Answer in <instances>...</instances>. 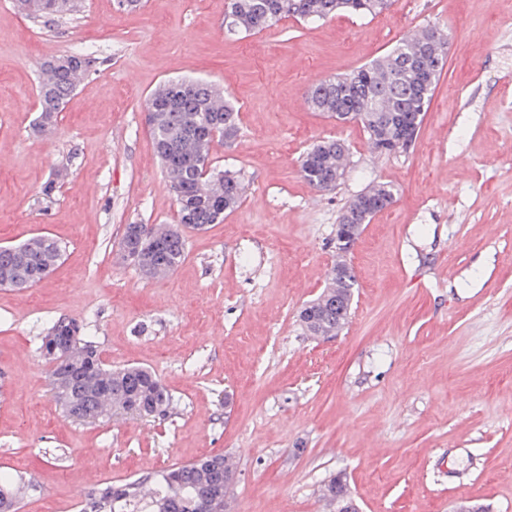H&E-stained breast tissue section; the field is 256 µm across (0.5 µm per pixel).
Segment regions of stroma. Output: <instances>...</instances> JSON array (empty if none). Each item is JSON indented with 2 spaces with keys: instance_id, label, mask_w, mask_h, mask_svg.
Wrapping results in <instances>:
<instances>
[{
  "instance_id": "1",
  "label": "stroma",
  "mask_w": 512,
  "mask_h": 512,
  "mask_svg": "<svg viewBox=\"0 0 512 512\" xmlns=\"http://www.w3.org/2000/svg\"><path fill=\"white\" fill-rule=\"evenodd\" d=\"M224 8L86 0L37 21L0 0V246L48 234L64 248L33 287H0V473L33 483L19 512H79V491L220 453L237 462L226 512H323L319 489L337 472L360 512L460 500L512 512V0H393L373 18H288L238 36ZM427 24L449 32V53L408 152L376 155L359 126L309 109L308 86ZM78 52L94 69L38 135L40 65ZM182 77L240 104L239 137L210 156L248 188L223 223L185 229L173 273L147 279L119 242L125 225L176 221L145 108ZM328 138L349 163L319 192L299 160ZM376 182L398 195L349 256V323L306 335L299 312L336 260L339 211ZM61 318L106 364L154 370L169 416L67 418L39 350Z\"/></svg>"
}]
</instances>
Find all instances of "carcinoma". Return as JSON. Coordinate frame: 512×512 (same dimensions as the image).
Masks as SVG:
<instances>
[{
    "instance_id": "obj_1",
    "label": "carcinoma",
    "mask_w": 512,
    "mask_h": 512,
    "mask_svg": "<svg viewBox=\"0 0 512 512\" xmlns=\"http://www.w3.org/2000/svg\"><path fill=\"white\" fill-rule=\"evenodd\" d=\"M390 0H227L224 31L271 28L283 19L323 20L339 12L376 16ZM18 11L36 17H64L82 7V0H15ZM448 43L435 27L401 37L385 55L306 90L309 107L356 123L367 134L370 149L391 155L409 148L428 110L447 61ZM80 54L53 57L41 65L40 113L35 127L54 128L59 112L88 69ZM146 122L177 203V223L128 224L120 255L139 252L134 266L151 279L172 273L185 259L183 229H203L224 221L246 193L240 174L220 170L210 158L216 138L226 141L240 133V108L214 84L199 79L169 80L152 92ZM347 150L335 140L314 144L300 160L307 183L317 191L333 190L346 168ZM391 186L378 184L346 204L357 214L349 232L362 226L394 202ZM63 248L53 237L36 235L18 245L0 246V286L23 290L44 279L61 259ZM348 251L336 246V263L324 291L305 304L299 320L310 336H333L347 324L350 310L336 312V303L352 305L357 279L347 261ZM40 352L50 364L49 381L56 402L73 421L94 423L114 414L160 418L169 413L170 396L156 374L141 366L114 369L104 363L93 342L83 339L72 319H59L42 338ZM236 472L235 463L215 454L175 466L130 483L110 484L88 495L81 512H224V502ZM21 476L0 474V512H17L24 488ZM320 498L333 512H356L346 480L335 475L320 488Z\"/></svg>"
}]
</instances>
